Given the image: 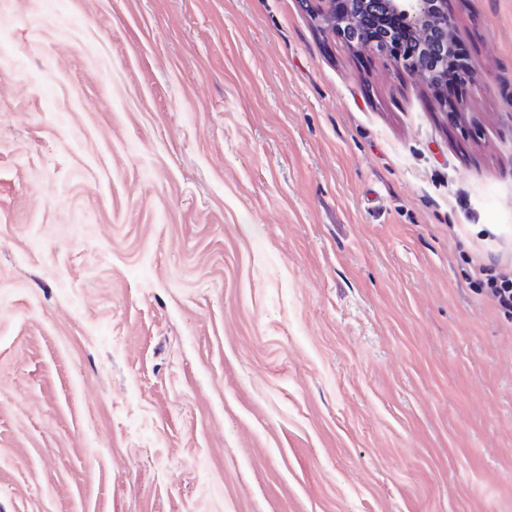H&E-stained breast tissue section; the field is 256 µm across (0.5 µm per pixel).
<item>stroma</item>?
Returning <instances> with one entry per match:
<instances>
[{
	"label": "stroma",
	"instance_id": "stroma-1",
	"mask_svg": "<svg viewBox=\"0 0 512 512\" xmlns=\"http://www.w3.org/2000/svg\"><path fill=\"white\" fill-rule=\"evenodd\" d=\"M469 74L305 0H0V512H512V0ZM481 285L486 293L496 302L500 311L512 314V268L486 274V269L481 268Z\"/></svg>",
	"mask_w": 512,
	"mask_h": 512
}]
</instances>
